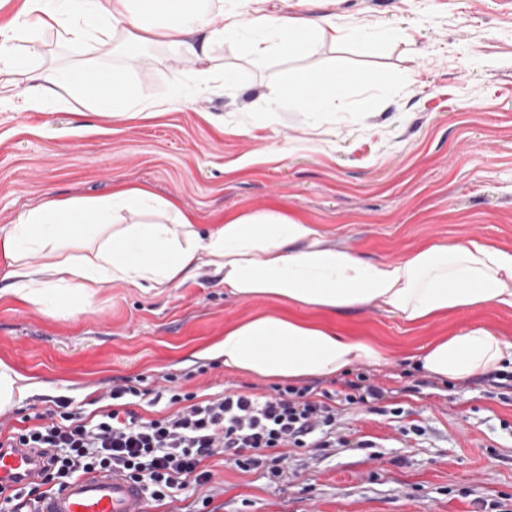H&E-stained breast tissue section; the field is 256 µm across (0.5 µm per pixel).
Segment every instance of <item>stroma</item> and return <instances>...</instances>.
<instances>
[{
    "label": "stroma",
    "mask_w": 512,
    "mask_h": 512,
    "mask_svg": "<svg viewBox=\"0 0 512 512\" xmlns=\"http://www.w3.org/2000/svg\"><path fill=\"white\" fill-rule=\"evenodd\" d=\"M248 11L325 14L345 36L304 56L257 60L247 50L255 33L244 31L213 48L226 79L205 94L192 65L162 45L140 68L52 32L20 41L25 65L0 108V227L47 197L94 198L129 183L176 199L204 230L228 214L284 208L369 259L436 240L512 247V0H254ZM83 60L122 72L130 92L166 103L164 114L101 116L63 91L24 109L30 68ZM337 68L353 82L335 109L311 113L288 95L269 104L268 73L302 83ZM66 305L61 316L0 296V361L32 384L21 406L0 414V432L28 426L60 398L91 412L125 379L142 390L269 393L270 380L200 355L225 328L266 311L371 339L391 355L370 368L388 390L378 409L355 406L336 421L347 445L287 449L274 480L216 454L206 485L150 512H512V380L491 372L442 382L411 359L470 324L512 342V311L492 305L410 328L378 309L232 297L205 265L159 295L112 282Z\"/></svg>",
    "instance_id": "1"
}]
</instances>
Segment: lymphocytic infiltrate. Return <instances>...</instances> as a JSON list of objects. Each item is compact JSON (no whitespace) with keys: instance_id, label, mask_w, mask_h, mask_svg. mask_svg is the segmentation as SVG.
<instances>
[{"instance_id":"lymphocytic-infiltrate-1","label":"lymphocytic infiltrate","mask_w":512,"mask_h":512,"mask_svg":"<svg viewBox=\"0 0 512 512\" xmlns=\"http://www.w3.org/2000/svg\"><path fill=\"white\" fill-rule=\"evenodd\" d=\"M385 395L363 372L331 391L276 384L264 395L226 390L202 400L171 389L154 394L166 399L171 413L144 419L114 407L120 400L143 398V391L116 384L106 394L112 407L86 413L72 408L70 400H58L43 423L20 430L5 445L40 450L43 484L58 488L93 471L117 470L161 501L207 483L211 474L202 463L219 451L247 472L277 448L331 446L340 407L368 405Z\"/></svg>"}]
</instances>
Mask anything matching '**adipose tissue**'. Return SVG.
Here are the masks:
<instances>
[{"mask_svg":"<svg viewBox=\"0 0 512 512\" xmlns=\"http://www.w3.org/2000/svg\"><path fill=\"white\" fill-rule=\"evenodd\" d=\"M249 26L263 32L252 44L259 58L274 49L302 56L318 40L341 36L325 16L250 18L239 10L210 9L204 0H26L23 13L0 28V104L10 90L14 42L23 33L52 29L66 42L92 40L112 52L130 46L141 66L150 64L153 45L164 44L198 63L196 86L204 91L216 79L208 64L212 45L237 39ZM32 80L24 98L29 109H42L52 88L63 85L90 106L112 103L129 119L155 115V103L123 91L116 70L48 67ZM346 84L333 70L295 95L317 112L335 106ZM34 256L40 265L31 264ZM202 265L221 274L228 295L315 311L376 307L415 324L490 304L512 309V248L480 239L428 242L398 259L371 260L328 244L314 225L277 209L230 215L203 232L176 201L124 184L93 199L47 198L0 228V282L7 294L42 307H60L69 293L89 297L93 287L114 281L161 292ZM212 351L226 369L288 381L338 377L386 359L367 339L275 312L225 329ZM412 359L429 377L463 382L512 372V344L471 324L419 347Z\"/></svg>","mask_w":512,"mask_h":512,"instance_id":"1","label":"adipose tissue"}]
</instances>
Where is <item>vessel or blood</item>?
Masks as SVG:
<instances>
[{"instance_id": "1", "label": "vessel or blood", "mask_w": 512, "mask_h": 512, "mask_svg": "<svg viewBox=\"0 0 512 512\" xmlns=\"http://www.w3.org/2000/svg\"><path fill=\"white\" fill-rule=\"evenodd\" d=\"M43 477L38 453L29 448H0V486L21 488ZM34 512H149L138 484L117 471L95 472L43 497Z\"/></svg>"}]
</instances>
